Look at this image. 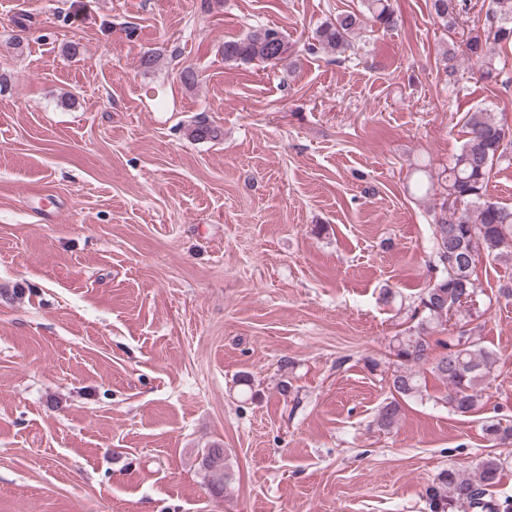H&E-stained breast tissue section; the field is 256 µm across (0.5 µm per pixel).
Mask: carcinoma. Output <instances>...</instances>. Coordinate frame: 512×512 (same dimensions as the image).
I'll return each mask as SVG.
<instances>
[{
  "mask_svg": "<svg viewBox=\"0 0 512 512\" xmlns=\"http://www.w3.org/2000/svg\"><path fill=\"white\" fill-rule=\"evenodd\" d=\"M362 9L347 11L325 23L316 32L320 49L341 59L354 50L360 31L370 26L388 31L397 26L394 0H361ZM436 18L448 31L455 19L472 8V0H432ZM512 43V0H492L481 27L463 41L464 55L480 63V78L497 77L493 47ZM288 40L277 27L261 25L244 37L224 41L221 52L226 62H260L277 65L288 60ZM466 138L448 166L444 190L463 208L440 207L434 214L432 267L436 275L419 296L411 319L413 324L393 337L392 352L397 362L389 381L391 397L381 405L373 420L381 431L394 429L402 414V401L422 397L421 368L447 386L443 401L459 416L474 413L483 397L484 385L493 374L499 357L483 345L478 327H459L458 335L443 342L433 335L445 330L451 316L463 305L460 297L475 293L473 271L484 254L497 261L512 260V209L487 199V185L495 163L512 148V127L493 119L485 109L465 118ZM194 141H214L221 130L207 117L196 116L185 128ZM440 352H435V348ZM493 446H512V425L491 420L483 426ZM507 459L488 452L471 470L443 468L425 489L429 512H512V500L494 497ZM207 485L215 497L227 491L230 475L224 466V449L209 448L201 461Z\"/></svg>",
  "mask_w": 512,
  "mask_h": 512,
  "instance_id": "cac0c4a2",
  "label": "carcinoma"
}]
</instances>
